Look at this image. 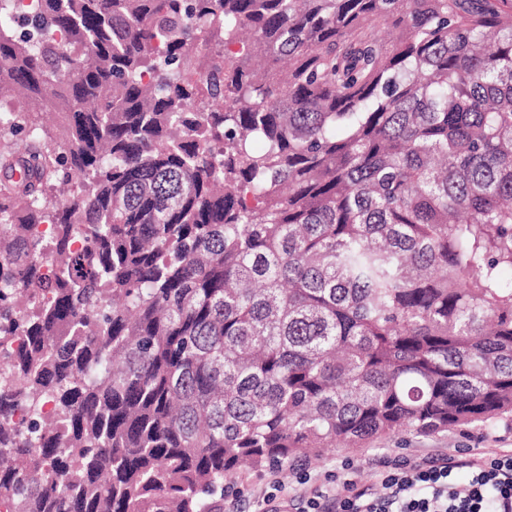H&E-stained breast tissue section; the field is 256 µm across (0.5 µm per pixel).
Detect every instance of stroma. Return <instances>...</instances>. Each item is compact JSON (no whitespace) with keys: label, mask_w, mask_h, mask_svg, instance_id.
I'll return each instance as SVG.
<instances>
[{"label":"stroma","mask_w":512,"mask_h":512,"mask_svg":"<svg viewBox=\"0 0 512 512\" xmlns=\"http://www.w3.org/2000/svg\"><path fill=\"white\" fill-rule=\"evenodd\" d=\"M503 451H512V422L507 420L491 427L457 426L428 435L407 432L377 440L365 448H340L285 469H254L246 465L224 487V512H263V498L272 494L283 504V512H292L287 505L288 491L300 478H307L309 489L332 491L336 485L329 482V475L350 464L357 469L360 480L367 483L371 480L372 460L382 456L402 459L443 453L465 458L473 453L491 455Z\"/></svg>","instance_id":"obj_1"}]
</instances>
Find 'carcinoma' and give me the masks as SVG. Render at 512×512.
Masks as SVG:
<instances>
[{"label":"carcinoma","mask_w":512,"mask_h":512,"mask_svg":"<svg viewBox=\"0 0 512 512\" xmlns=\"http://www.w3.org/2000/svg\"><path fill=\"white\" fill-rule=\"evenodd\" d=\"M506 269L512 0H0V512L512 416Z\"/></svg>","instance_id":"obj_1"}]
</instances>
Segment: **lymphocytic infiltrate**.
Listing matches in <instances>:
<instances>
[{
    "mask_svg": "<svg viewBox=\"0 0 512 512\" xmlns=\"http://www.w3.org/2000/svg\"><path fill=\"white\" fill-rule=\"evenodd\" d=\"M467 470L461 480L457 470ZM374 484L343 479L306 500L309 512H512V453L376 460Z\"/></svg>",
    "mask_w": 512,
    "mask_h": 512,
    "instance_id": "lymphocytic-infiltrate-1",
    "label": "lymphocytic infiltrate"
}]
</instances>
